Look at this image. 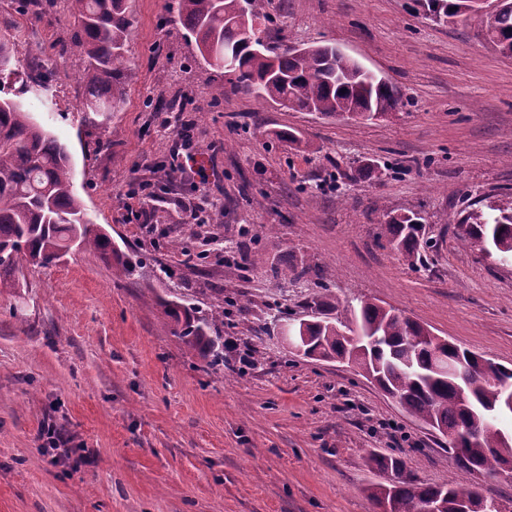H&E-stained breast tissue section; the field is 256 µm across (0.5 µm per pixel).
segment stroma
I'll list each match as a JSON object with an SVG mask.
<instances>
[{
    "instance_id": "obj_1",
    "label": "stroma",
    "mask_w": 512,
    "mask_h": 512,
    "mask_svg": "<svg viewBox=\"0 0 512 512\" xmlns=\"http://www.w3.org/2000/svg\"><path fill=\"white\" fill-rule=\"evenodd\" d=\"M177 2L129 0L125 100L96 114L74 78L83 56L63 0H34L44 23L0 0V33L53 90L9 81L0 96L67 146L88 218L142 259L125 276L72 250L48 268L20 263L17 287L0 291V512H379L366 492L385 480L374 454L430 485L454 476L512 499V479L458 470L444 437L353 366L289 348L275 318L368 299L512 368V265L457 240L462 210L512 192V55L479 19L438 24L413 0H271L278 49L336 46L401 95L386 119L324 117L213 96L224 77L174 23ZM281 129L308 150L275 140ZM183 130L181 172L149 201L128 199L163 177ZM409 210L425 226L413 265L379 225ZM194 211L196 236L169 249ZM286 266L298 276L273 277ZM238 298L223 328L238 349L217 367L159 305ZM47 421L74 450L55 467L38 439Z\"/></svg>"
}]
</instances>
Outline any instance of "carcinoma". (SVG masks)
Returning <instances> with one entry per match:
<instances>
[{"mask_svg":"<svg viewBox=\"0 0 512 512\" xmlns=\"http://www.w3.org/2000/svg\"><path fill=\"white\" fill-rule=\"evenodd\" d=\"M75 20L73 44L84 55L75 78L86 88L87 112H112L125 99V52L131 20L128 0H67ZM438 21H467L473 0H415ZM267 0H179L177 24L194 40L203 61L228 76L231 91L253 94L296 112L324 116L345 114L366 121L391 114L399 103L396 87L330 45L286 48L280 52L267 42L270 20ZM485 38L512 54V0L502 4ZM18 44L12 35H0V76L12 69ZM382 234L406 259L419 256L423 217L417 212L382 215ZM465 247H481L489 258L512 263V194L469 208L461 218ZM98 253L108 265L126 275L136 263L112 244V239L90 223L74 184L66 145L37 123L25 105L0 98V288H16L15 270L22 260L47 267L71 248ZM174 324L173 333L185 347L224 363V310L203 312L178 301L162 302ZM356 326L377 337L369 356L356 361L364 373H380L386 391L404 410L431 428L447 430L448 448L456 465L468 473L500 476L501 464L512 461V429L501 426L512 418L500 386L481 379L476 355L452 342L439 347L431 332L408 317L363 301L354 313ZM341 318L317 320L306 327L314 353L323 359L351 360L352 338ZM450 365L469 366L467 376L435 370L436 353ZM474 433L458 443L455 435ZM384 472L403 471V460L373 456ZM377 504H391L393 512H425L441 500L447 512H486L484 497L472 484L458 478L446 486H430L408 472L389 490L369 488Z\"/></svg>","mask_w":512,"mask_h":512,"instance_id":"1","label":"carcinoma"}]
</instances>
